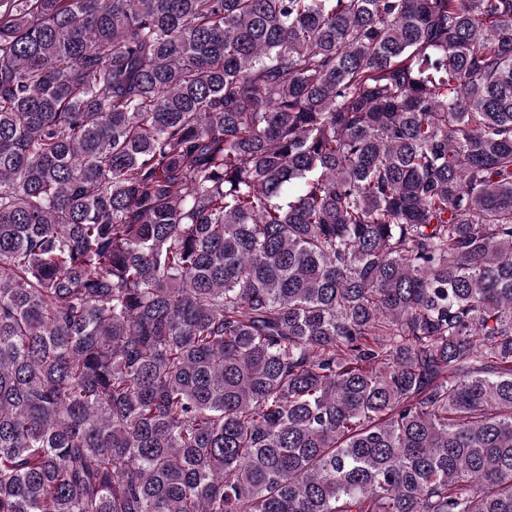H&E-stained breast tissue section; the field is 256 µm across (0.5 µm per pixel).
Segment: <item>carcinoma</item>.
<instances>
[{
    "label": "carcinoma",
    "mask_w": 512,
    "mask_h": 512,
    "mask_svg": "<svg viewBox=\"0 0 512 512\" xmlns=\"http://www.w3.org/2000/svg\"><path fill=\"white\" fill-rule=\"evenodd\" d=\"M0 512H512V0H0Z\"/></svg>",
    "instance_id": "cac0c4a2"
}]
</instances>
